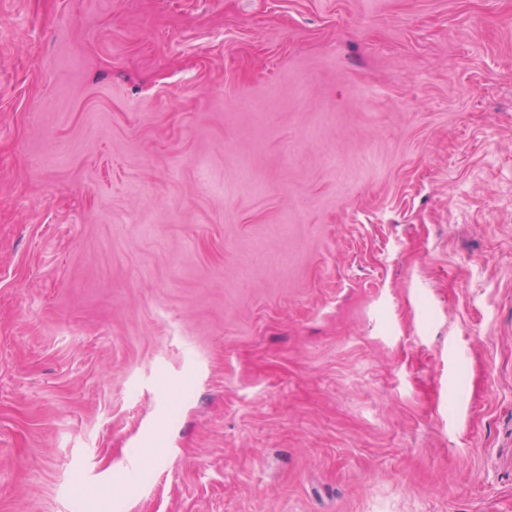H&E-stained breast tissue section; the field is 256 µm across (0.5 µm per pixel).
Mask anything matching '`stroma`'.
Listing matches in <instances>:
<instances>
[{"instance_id": "1", "label": "stroma", "mask_w": 512, "mask_h": 512, "mask_svg": "<svg viewBox=\"0 0 512 512\" xmlns=\"http://www.w3.org/2000/svg\"><path fill=\"white\" fill-rule=\"evenodd\" d=\"M0 512H512V0H0Z\"/></svg>"}]
</instances>
